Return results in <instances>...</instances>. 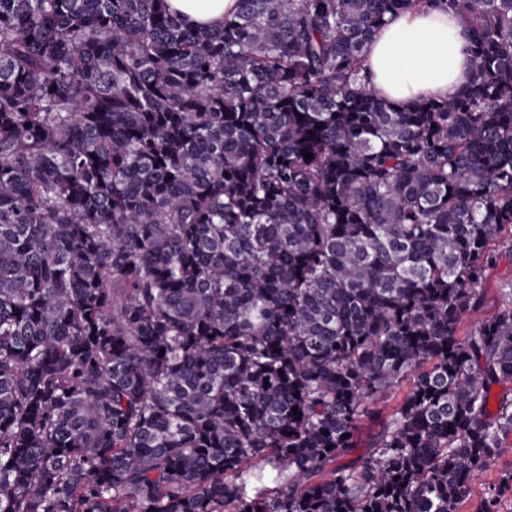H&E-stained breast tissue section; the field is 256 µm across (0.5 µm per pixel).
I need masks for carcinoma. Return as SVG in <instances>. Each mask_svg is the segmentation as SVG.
<instances>
[{
    "label": "carcinoma",
    "instance_id": "obj_1",
    "mask_svg": "<svg viewBox=\"0 0 512 512\" xmlns=\"http://www.w3.org/2000/svg\"><path fill=\"white\" fill-rule=\"evenodd\" d=\"M426 9L467 84L377 96ZM506 231L512 0H0V512H459L512 437V289L457 335ZM172 10L190 23L215 26L224 21V14L236 10L237 0H168ZM382 430L381 421L362 418L358 423L356 434V449L340 463L359 466L374 446L377 435Z\"/></svg>",
    "mask_w": 512,
    "mask_h": 512
}]
</instances>
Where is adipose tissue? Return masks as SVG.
I'll return each mask as SVG.
<instances>
[{
	"instance_id": "1",
	"label": "adipose tissue",
	"mask_w": 512,
	"mask_h": 512,
	"mask_svg": "<svg viewBox=\"0 0 512 512\" xmlns=\"http://www.w3.org/2000/svg\"><path fill=\"white\" fill-rule=\"evenodd\" d=\"M172 10L202 26L220 24L237 0H168ZM465 36L457 19L438 11L408 12L376 35L367 58L370 87L380 96L409 100L452 94L466 80Z\"/></svg>"
}]
</instances>
